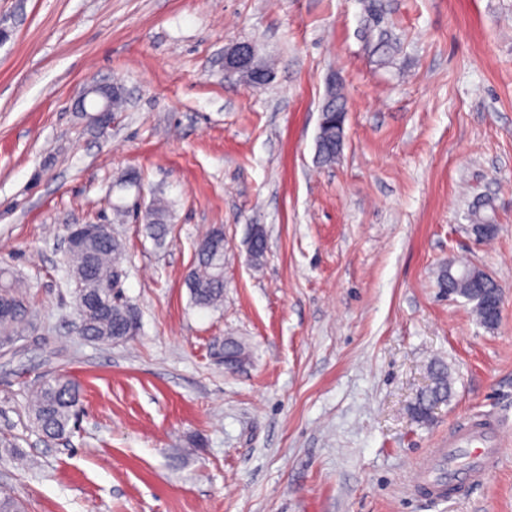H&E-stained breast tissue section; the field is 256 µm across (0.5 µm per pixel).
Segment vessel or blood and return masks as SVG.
<instances>
[{
	"mask_svg": "<svg viewBox=\"0 0 512 512\" xmlns=\"http://www.w3.org/2000/svg\"><path fill=\"white\" fill-rule=\"evenodd\" d=\"M499 431L494 419L463 422L449 435L447 447L431 449L427 465L412 485L413 492L439 498L481 483L497 463Z\"/></svg>",
	"mask_w": 512,
	"mask_h": 512,
	"instance_id": "vessel-or-blood-1",
	"label": "vessel or blood"
}]
</instances>
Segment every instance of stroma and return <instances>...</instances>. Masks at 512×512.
Instances as JSON below:
<instances>
[{
	"label": "stroma",
	"mask_w": 512,
	"mask_h": 512,
	"mask_svg": "<svg viewBox=\"0 0 512 512\" xmlns=\"http://www.w3.org/2000/svg\"><path fill=\"white\" fill-rule=\"evenodd\" d=\"M0 270L31 321L0 348V497L25 512H512V0H0ZM250 42L273 68L224 73ZM336 162L316 161L331 79ZM126 104L79 112L93 81ZM172 230L144 220L154 197ZM496 231L477 242L473 202ZM72 224L124 245L136 336H79L64 263ZM265 231L261 268L247 241ZM224 229V302L193 305L198 242ZM464 259L505 288L495 328L438 286ZM232 337L249 357L217 359ZM448 368L447 402L412 408ZM81 388L64 440L29 390ZM503 420L482 484L409 486L465 419ZM224 72L228 76L237 75L241 81L255 88L270 80V75L255 67L253 47L246 43L238 44L224 54ZM169 205L162 200L156 201L148 213V226L157 241L165 239L168 233Z\"/></svg>",
	"instance_id": "obj_1"
}]
</instances>
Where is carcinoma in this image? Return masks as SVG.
I'll use <instances>...</instances> for the list:
<instances>
[{
  "label": "carcinoma",
  "mask_w": 512,
  "mask_h": 512,
  "mask_svg": "<svg viewBox=\"0 0 512 512\" xmlns=\"http://www.w3.org/2000/svg\"><path fill=\"white\" fill-rule=\"evenodd\" d=\"M345 103L341 95L328 104L324 119L327 123L317 137L318 160L329 164L336 159L343 145ZM169 205L156 201L148 213V226L154 238L165 239L168 233ZM266 251L265 233L262 227H255V237L250 245L254 266L261 265ZM68 275L70 281L81 279L84 286L92 288L108 282L121 271L123 247L119 239L107 234H94L81 247L68 251ZM473 266L462 264L459 273L451 276L448 266L441 267L439 285L450 294H461L469 286ZM21 283L14 279L0 288V298L14 304V313L6 323L0 322V331L17 333L28 314ZM191 298L201 308H213L224 299V242L208 250L197 246L194 265L188 281ZM138 315L134 308L124 302H117L109 292L103 293V304L98 308H87L83 312L84 332L90 340L112 343L129 335ZM224 356L244 361L248 358L246 348L233 339L224 340ZM432 386L416 399L413 410L417 418L427 419L435 406L448 398V371L442 364L431 366ZM79 386L70 379L57 377L47 381L30 398L28 411L38 430L49 439H62L71 430V421L79 404Z\"/></svg>",
  "instance_id": "1"
}]
</instances>
